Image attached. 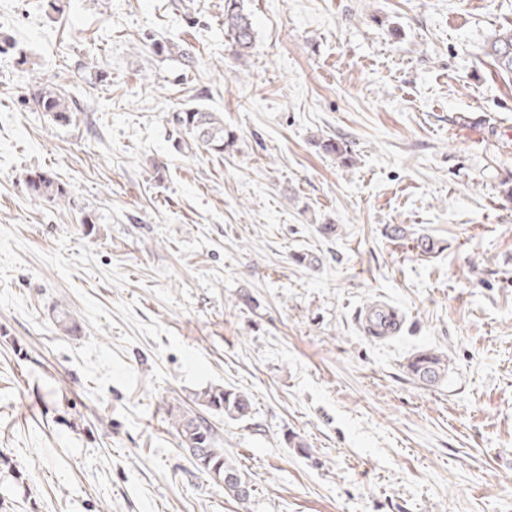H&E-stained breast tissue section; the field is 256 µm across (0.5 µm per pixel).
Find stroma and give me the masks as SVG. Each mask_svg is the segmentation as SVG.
<instances>
[{
  "instance_id": "35a3bbf8",
  "label": "stroma",
  "mask_w": 512,
  "mask_h": 512,
  "mask_svg": "<svg viewBox=\"0 0 512 512\" xmlns=\"http://www.w3.org/2000/svg\"><path fill=\"white\" fill-rule=\"evenodd\" d=\"M246 6L243 61L224 0H0V512H512V75L484 54L512 0ZM192 103L223 155L176 147ZM377 299L403 313L385 341ZM211 385L252 399L210 418L244 507L167 418ZM224 35L237 58L250 56L254 47V30L244 0L224 1ZM152 51L158 56L174 58L185 68H191L194 63V56L189 52V49L172 40H154ZM37 105L41 112L58 123L67 124L71 118V108L64 95L58 90L49 86H43L36 93ZM172 120L182 141L185 135L197 148L212 154H224V149L233 140L232 134L224 130V118L216 112H208L199 105H186L172 112ZM25 183L34 198L56 202L58 205L66 201L67 191L51 173L41 170L30 171L26 175ZM402 316L388 304L376 303L367 307L362 315L365 333L377 339L394 336L401 327ZM411 374L426 385L438 383L448 372V360L435 353H421L409 364Z\"/></svg>"
}]
</instances>
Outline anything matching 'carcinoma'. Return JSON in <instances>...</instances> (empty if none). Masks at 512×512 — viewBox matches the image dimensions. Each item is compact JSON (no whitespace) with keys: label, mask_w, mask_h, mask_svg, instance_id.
Here are the masks:
<instances>
[{"label":"carcinoma","mask_w":512,"mask_h":512,"mask_svg":"<svg viewBox=\"0 0 512 512\" xmlns=\"http://www.w3.org/2000/svg\"><path fill=\"white\" fill-rule=\"evenodd\" d=\"M224 35L229 48L239 59L250 56L254 47V30L251 14L244 0H224ZM152 51L158 56L171 57L184 67L190 68L194 56L189 49L172 40H155ZM485 54L500 71L512 74V27H502L494 32L486 43ZM41 111L58 123L70 121L71 108L64 95L57 89L43 86L36 93ZM178 135L186 136L193 145L212 154H222L233 140L224 130V118L216 112H208L199 105H187L172 113ZM322 149L336 156L342 163L352 162L347 145L335 139L322 142ZM25 183L30 194L38 199L63 204L67 191L46 171H30ZM411 374L426 385L438 383L448 372V360L435 353H421L409 364ZM192 402L213 414L231 420H244L252 411L249 396L234 387L214 385L193 394ZM171 427L178 434L180 447L190 454L200 470L218 475L224 484V493L244 505L250 502L253 489L248 474L224 455V448L208 419L200 414L169 409Z\"/></svg>","instance_id":"cac0c4a2"}]
</instances>
